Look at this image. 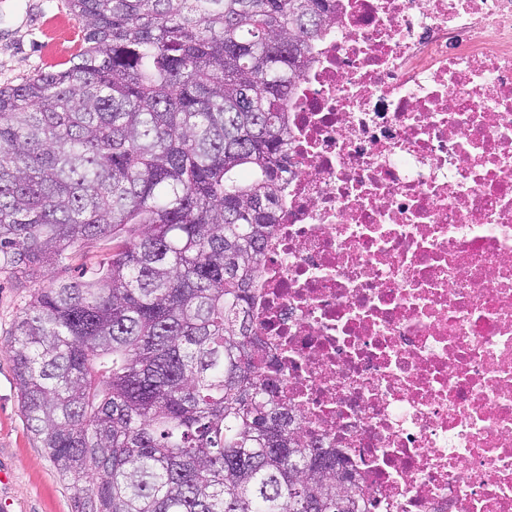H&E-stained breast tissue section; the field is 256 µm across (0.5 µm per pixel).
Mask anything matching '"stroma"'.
<instances>
[{
  "label": "stroma",
  "mask_w": 512,
  "mask_h": 512,
  "mask_svg": "<svg viewBox=\"0 0 512 512\" xmlns=\"http://www.w3.org/2000/svg\"><path fill=\"white\" fill-rule=\"evenodd\" d=\"M82 42L65 0H0V87L63 68ZM28 287L0 275V512H73V503L26 427L14 377V325Z\"/></svg>",
  "instance_id": "35a3bbf8"
}]
</instances>
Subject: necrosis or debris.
I'll return each instance as SVG.
<instances>
[{
    "label": "necrosis or debris",
    "instance_id": "obj_1",
    "mask_svg": "<svg viewBox=\"0 0 512 512\" xmlns=\"http://www.w3.org/2000/svg\"><path fill=\"white\" fill-rule=\"evenodd\" d=\"M253 288L371 512H512V0H336Z\"/></svg>",
    "mask_w": 512,
    "mask_h": 512
}]
</instances>
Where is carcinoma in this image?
<instances>
[{
  "label": "carcinoma",
  "mask_w": 512,
  "mask_h": 512,
  "mask_svg": "<svg viewBox=\"0 0 512 512\" xmlns=\"http://www.w3.org/2000/svg\"><path fill=\"white\" fill-rule=\"evenodd\" d=\"M67 7L68 66L0 88V273L32 284L21 412L75 512H370L300 434L253 315L287 96L333 5Z\"/></svg>",
  "instance_id": "obj_1"
}]
</instances>
